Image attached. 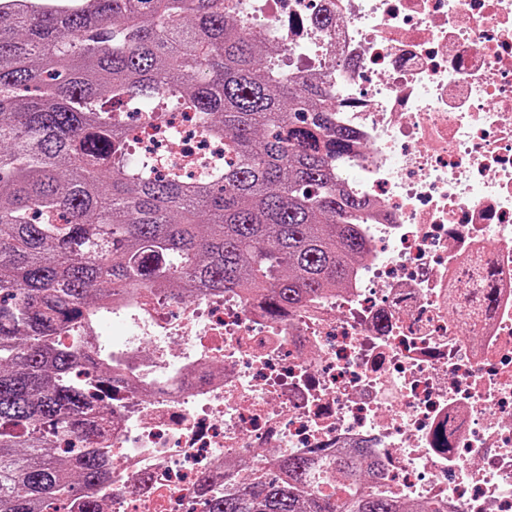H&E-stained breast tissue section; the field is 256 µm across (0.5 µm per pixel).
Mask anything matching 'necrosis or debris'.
Wrapping results in <instances>:
<instances>
[{"label":"necrosis or debris","instance_id":"necrosis-or-debris-1","mask_svg":"<svg viewBox=\"0 0 512 512\" xmlns=\"http://www.w3.org/2000/svg\"><path fill=\"white\" fill-rule=\"evenodd\" d=\"M295 85L330 89L365 248L337 289L115 296L76 324L121 381L89 434L100 512H205L285 456L369 447L367 492L512 512V0H240ZM161 154L195 171L191 115Z\"/></svg>","mask_w":512,"mask_h":512}]
</instances>
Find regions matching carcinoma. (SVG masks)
Wrapping results in <instances>:
<instances>
[{
	"mask_svg": "<svg viewBox=\"0 0 512 512\" xmlns=\"http://www.w3.org/2000/svg\"><path fill=\"white\" fill-rule=\"evenodd\" d=\"M225 0H0V512H65L109 483L90 350L52 340L124 291L263 289L274 313L345 281L360 202L337 188L348 134L295 88ZM192 112L224 159L197 179L129 148L122 114ZM345 454L288 457L206 512H403ZM336 479V490L322 484Z\"/></svg>",
	"mask_w": 512,
	"mask_h": 512,
	"instance_id": "obj_1",
	"label": "carcinoma"
}]
</instances>
